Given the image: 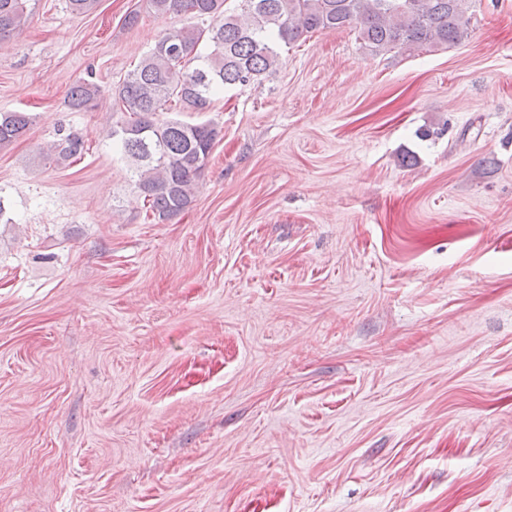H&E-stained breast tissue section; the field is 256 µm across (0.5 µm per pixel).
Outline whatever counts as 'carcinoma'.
I'll use <instances>...</instances> for the list:
<instances>
[{
	"instance_id": "carcinoma-1",
	"label": "carcinoma",
	"mask_w": 512,
	"mask_h": 512,
	"mask_svg": "<svg viewBox=\"0 0 512 512\" xmlns=\"http://www.w3.org/2000/svg\"><path fill=\"white\" fill-rule=\"evenodd\" d=\"M28 0H0V42L22 29ZM238 14L224 0H147L156 16L185 15L194 23L165 32L112 91L124 120L112 143L133 168L146 215L165 223L188 210L219 131L207 122L159 119L161 112H208L224 87L247 85L273 74L282 47L320 31L350 28L372 55L434 51L459 44L473 31V0H241ZM101 98L88 79L72 84L66 105L87 112ZM32 125L26 112H0V147ZM86 151L68 134L52 144L46 160L67 166Z\"/></svg>"
}]
</instances>
